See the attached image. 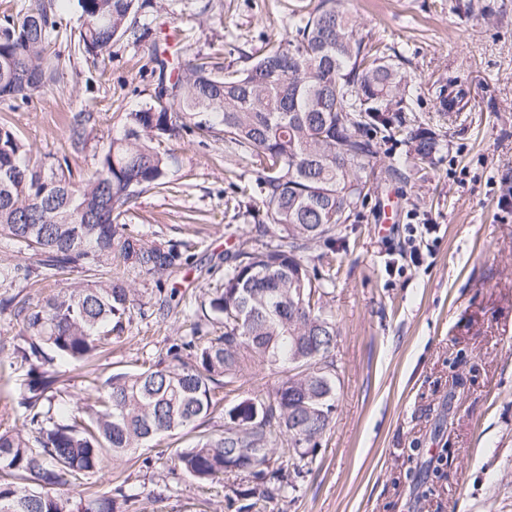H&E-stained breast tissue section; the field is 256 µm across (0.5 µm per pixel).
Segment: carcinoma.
<instances>
[{
  "label": "carcinoma",
  "instance_id": "1",
  "mask_svg": "<svg viewBox=\"0 0 512 512\" xmlns=\"http://www.w3.org/2000/svg\"><path fill=\"white\" fill-rule=\"evenodd\" d=\"M77 5L83 55L96 58L132 31L149 39L154 61L168 67L167 39L138 26L141 0ZM292 17L291 29L242 69L221 74L200 62L169 78L152 101L125 113L86 175L31 161L19 133L0 124V237L35 256L0 263V279L59 282L75 270L86 276L35 305L0 298V314L22 322L13 353L26 367L17 398L23 428L0 432V512H138L136 496L120 486L87 498L61 487L94 477L109 453L119 457L178 433L192 440L176 452L175 469L200 483L246 473L255 482L252 494L272 501L297 491L308 473L332 421L336 365L330 351L320 355V375L299 378L291 367L315 338L337 336L323 301L336 278L320 264L322 255L309 251L330 246L336 231L359 217L378 135L402 137L408 166L433 163L441 140L428 127L406 124L402 114L413 111V97L402 62L359 32L341 0H319ZM59 28L45 4L0 23L1 101H26L55 81L50 48ZM91 119L90 112L73 115L74 146L84 144ZM181 129L221 135L262 166L255 245L237 249L201 304L203 317L223 324L224 334L205 342L195 323L166 359L111 374L95 397L67 409L54 361L98 357L142 306L135 290L112 276V261L155 277L158 288L190 261L189 243L149 241L121 223L133 200L173 184L176 158L159 146ZM251 362L281 375L278 386L225 407L219 432L195 433L219 408L216 389L234 384ZM274 434L286 447H268Z\"/></svg>",
  "mask_w": 512,
  "mask_h": 512
}]
</instances>
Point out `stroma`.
<instances>
[{"mask_svg":"<svg viewBox=\"0 0 512 512\" xmlns=\"http://www.w3.org/2000/svg\"><path fill=\"white\" fill-rule=\"evenodd\" d=\"M318 0H152L141 22L177 27L173 66L198 56L247 66L269 38L285 34L293 5ZM66 31L57 40V79L26 102H0L34 160H68L89 172L125 112L151 98L156 77L147 43L125 37L88 60L70 39L76 0H52ZM359 30L402 56L413 87L411 125L442 144L433 164L404 166V143L385 141L372 192L336 242V402L311 471L292 500L262 512H512V0H346ZM447 86L461 107L437 111ZM89 112L84 148L70 122ZM177 159L168 192L141 195L125 216L149 240L192 244L189 266L172 274L183 307L199 308L224 272L225 253L255 234V220L231 197L255 191L258 170L220 139L189 133L166 141ZM391 223L382 233L383 223ZM412 224L433 233L409 240ZM415 242V267L402 251ZM125 273V272H124ZM143 312L122 343L84 366L62 365L70 403L89 400L91 373L148 366L187 335L182 315L160 311L153 276L133 271ZM19 319L0 315V407L25 371L13 355ZM182 446L164 438L105 459L97 480L123 486L140 512H236L228 498L249 493L245 475L202 487L171 474Z\"/></svg>","mask_w":512,"mask_h":512,"instance_id":"35a3bbf8","label":"stroma"}]
</instances>
